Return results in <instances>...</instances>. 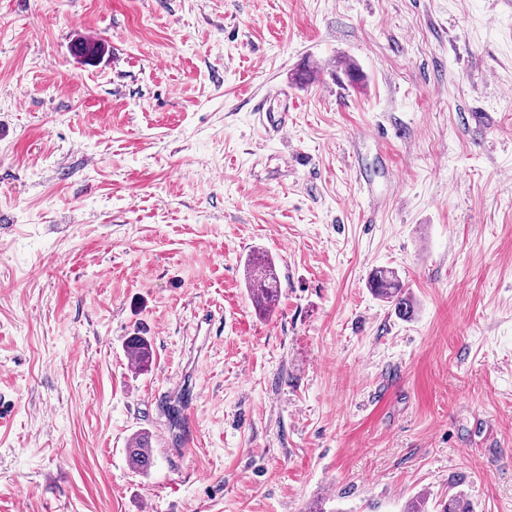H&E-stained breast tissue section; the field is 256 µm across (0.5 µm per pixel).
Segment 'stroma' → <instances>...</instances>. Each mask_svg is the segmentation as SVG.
<instances>
[{"label":"stroma","mask_w":512,"mask_h":512,"mask_svg":"<svg viewBox=\"0 0 512 512\" xmlns=\"http://www.w3.org/2000/svg\"><path fill=\"white\" fill-rule=\"evenodd\" d=\"M2 412L0 512H512V0H0ZM244 270L256 307L263 313H270L280 295L274 263L256 254L246 260ZM369 288L382 301L394 307L399 315L409 317L414 311L410 294L392 268L381 267L375 269L369 280ZM129 355L139 364V369H145L152 361L151 346L144 337L133 336L126 343ZM433 512H472L466 495L461 491L448 493L445 499L434 502Z\"/></svg>","instance_id":"1"}]
</instances>
